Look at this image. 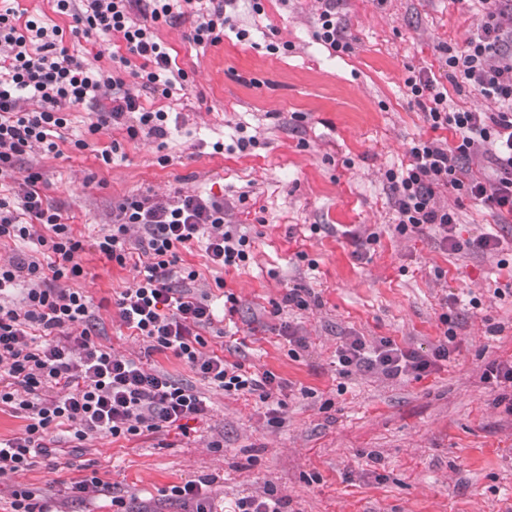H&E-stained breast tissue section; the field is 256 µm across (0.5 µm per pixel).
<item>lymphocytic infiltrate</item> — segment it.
<instances>
[{
	"label": "lymphocytic infiltrate",
	"instance_id": "obj_1",
	"mask_svg": "<svg viewBox=\"0 0 512 512\" xmlns=\"http://www.w3.org/2000/svg\"><path fill=\"white\" fill-rule=\"evenodd\" d=\"M54 2L57 13L71 17L70 28L24 16L10 0H0V182L17 184L10 194L0 193V240L31 243L42 251L38 257L0 263V405L24 411L28 419L20 435L0 439V477L23 474L38 459L52 456L47 441L55 429H66L78 442L93 435L114 439L155 432L207 410L205 400L191 389L96 342L92 305L70 286L85 274L80 257L84 245L61 212L46 202L41 174L16 173L18 158L27 151L61 155L55 134L66 128L69 109L96 99L105 88L116 91L111 107L71 139L72 149H89L101 129L122 122L129 136L144 129L167 137L169 114L145 109L124 84L130 78L166 97L175 84L186 82V73L155 28L173 19L175 10L191 8L193 0H144L140 9L134 0ZM233 2L225 0L212 13L199 15L189 40L212 44L227 29L238 40L248 39V30L237 27L224 10ZM475 3L479 19L462 50L445 49L444 65L455 85L472 87L493 101L495 111L452 109L434 74L409 76L405 84L430 129L453 131L458 142L450 148L435 136L412 141L409 164L385 172L394 198L395 232L432 229L443 247L454 250L461 247L457 220L454 211L436 206L438 190L449 187L512 214V0ZM69 35H116L126 51L110 53V67H94L70 54L65 44ZM313 37L333 55L353 50L336 20L333 0H322ZM135 57L140 60L136 67L131 64ZM28 100L34 101V109H25ZM481 146L493 169L474 178L465 163ZM135 228L142 232L138 244L149 262L136 286L116 301L123 324L151 349L172 351L224 393L258 395L267 405L269 423L281 425L285 402L276 375H258L207 354L200 331L215 318L208 295L171 285L173 277L192 281L197 276L195 269L179 267V249L199 245L214 267L237 269L251 259L249 236L225 223L224 206L217 201L197 195L173 200L132 196L118 205L111 228L93 246L107 260L126 266L132 258L129 234ZM447 357L444 344L428 357L389 339L370 346L357 337L337 351L342 373L367 368L390 377L425 373Z\"/></svg>",
	"mask_w": 512,
	"mask_h": 512
}]
</instances>
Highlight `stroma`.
Wrapping results in <instances>:
<instances>
[{"label": "stroma", "mask_w": 512, "mask_h": 512, "mask_svg": "<svg viewBox=\"0 0 512 512\" xmlns=\"http://www.w3.org/2000/svg\"><path fill=\"white\" fill-rule=\"evenodd\" d=\"M261 5L257 13L249 0L235 4L246 41L228 30L218 43L194 44L193 12L160 24L188 80L166 99L139 96L178 115L180 131L132 138L114 125L95 135L94 150L21 156L19 170L43 174L49 203L89 245L87 274L73 285L92 303L98 343L168 373L208 410L184 430L90 438L0 478V512L19 484L41 490L53 512H113L116 498L129 512H185L168 489L206 476L216 512L270 493L288 512H512V384L483 378L490 365L512 364V266L470 245L487 233L512 245V216L440 190L435 202L457 212L463 244L447 251L432 231L395 232L384 183L387 168L408 165L412 140L436 134L406 79L420 70L445 79L439 48H461L476 10L470 0H336L353 51L334 57L312 36L317 0ZM272 41L281 45L274 55L265 49ZM241 126L258 139L245 152L232 148ZM218 141L227 151H214ZM113 144L103 162L98 150ZM180 193L223 202L226 222L252 241L238 270L213 267L197 245L179 249V263L198 271L190 288L214 306L236 296L235 312L203 330L206 349L285 382L282 426L268 425L257 396L224 394L171 351H148L119 318L116 300L138 272L90 245L125 197ZM372 232L376 243H354ZM292 288L308 292V308L285 304ZM444 314L454 322L449 339ZM285 322L304 349L293 350ZM349 336L424 354L445 340L452 354L419 377L344 376L336 351ZM91 473L98 491L69 498L70 482Z\"/></svg>", "instance_id": "stroma-1"}]
</instances>
